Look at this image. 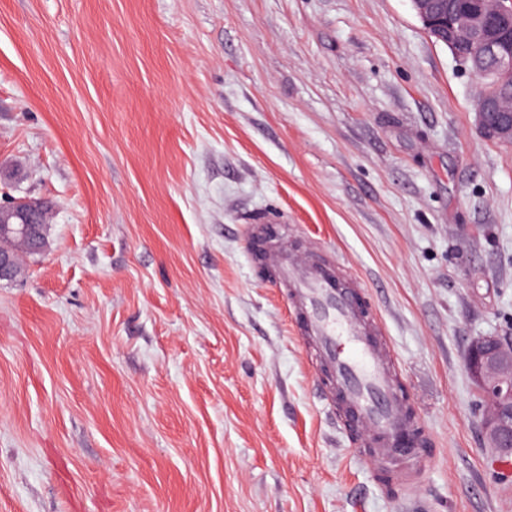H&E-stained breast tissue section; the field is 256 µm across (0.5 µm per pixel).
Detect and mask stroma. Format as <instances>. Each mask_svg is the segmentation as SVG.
Here are the masks:
<instances>
[{"mask_svg": "<svg viewBox=\"0 0 512 512\" xmlns=\"http://www.w3.org/2000/svg\"><path fill=\"white\" fill-rule=\"evenodd\" d=\"M410 0H0V512H512L469 344L512 336V143ZM367 285L431 437L374 483L249 224ZM38 202L26 199L8 198L0 203L1 235H14L20 243L28 244L41 250L45 239L42 225L46 223V210L43 208L35 215L32 222V214L36 211ZM20 223V224H19Z\"/></svg>", "mask_w": 512, "mask_h": 512, "instance_id": "1", "label": "stroma"}]
</instances>
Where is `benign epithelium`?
<instances>
[{"instance_id":"benign-epithelium-1","label":"benign epithelium","mask_w":512,"mask_h":512,"mask_svg":"<svg viewBox=\"0 0 512 512\" xmlns=\"http://www.w3.org/2000/svg\"><path fill=\"white\" fill-rule=\"evenodd\" d=\"M506 0H469L465 14L448 28V0H411L416 15L430 34L457 46L475 41L477 56L460 54L461 60L481 77L490 76L502 86L512 85V9ZM479 125L491 140L512 142V93L495 97L482 93L475 101ZM36 202L9 198L0 203V234L40 250L45 239L42 225L32 222ZM17 254L0 248V281L17 274ZM466 371L483 399L482 427L489 447L512 454V345L494 336H482L465 355Z\"/></svg>"}]
</instances>
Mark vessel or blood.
<instances>
[{
    "label": "vessel or blood",
    "mask_w": 512,
    "mask_h": 512,
    "mask_svg": "<svg viewBox=\"0 0 512 512\" xmlns=\"http://www.w3.org/2000/svg\"><path fill=\"white\" fill-rule=\"evenodd\" d=\"M280 224L252 225L247 250L270 270L285 295L296 333L322 369L319 385L337 424L357 438L378 482L406 488L419 482L429 438L401 391L395 352L365 301V286L334 255L293 251L280 244Z\"/></svg>",
    "instance_id": "vessel-or-blood-1"
}]
</instances>
